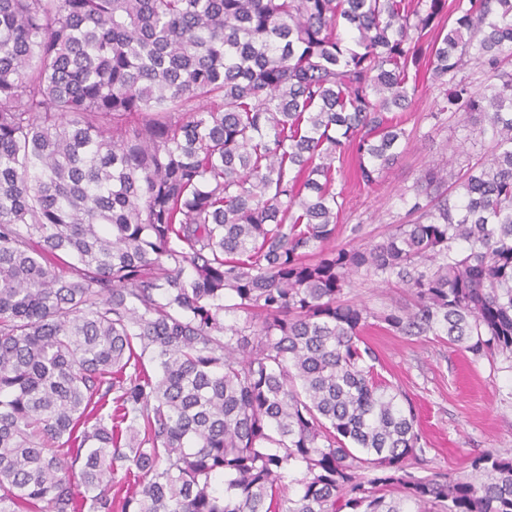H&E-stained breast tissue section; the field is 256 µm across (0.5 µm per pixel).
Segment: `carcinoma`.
<instances>
[{"instance_id": "obj_1", "label": "carcinoma", "mask_w": 512, "mask_h": 512, "mask_svg": "<svg viewBox=\"0 0 512 512\" xmlns=\"http://www.w3.org/2000/svg\"><path fill=\"white\" fill-rule=\"evenodd\" d=\"M509 64L512 0H0V512H512V450L429 467L360 336L512 358ZM422 71L491 152L338 244ZM403 289L395 284L379 283L376 278L356 276L350 289L349 298L360 303H366L374 311H380L403 297Z\"/></svg>"}]
</instances>
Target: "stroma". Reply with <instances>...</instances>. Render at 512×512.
<instances>
[{
  "label": "stroma",
  "instance_id": "1",
  "mask_svg": "<svg viewBox=\"0 0 512 512\" xmlns=\"http://www.w3.org/2000/svg\"><path fill=\"white\" fill-rule=\"evenodd\" d=\"M444 93L439 82L420 84L412 111L402 115L409 142L376 185L359 184L354 163L344 164L336 177L345 200L338 243L376 241L388 225L401 223V194L422 168L447 158L449 145H462L468 155L489 154L491 137L480 134L478 125L464 124L456 116L433 119ZM364 336L379 356L381 377L416 408L433 467L468 477L474 456L490 448L512 449V369L506 361L492 364L437 338L400 336L378 323Z\"/></svg>",
  "mask_w": 512,
  "mask_h": 512
}]
</instances>
